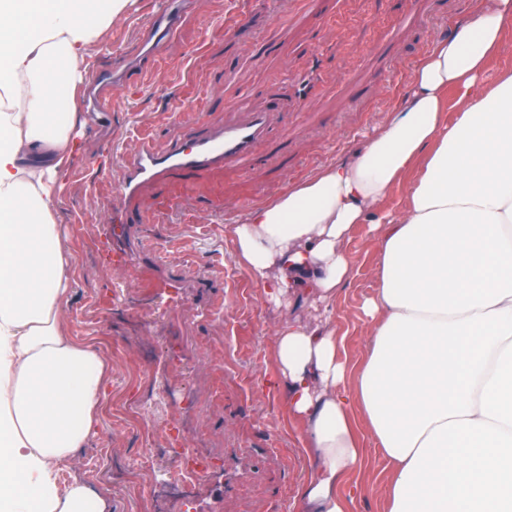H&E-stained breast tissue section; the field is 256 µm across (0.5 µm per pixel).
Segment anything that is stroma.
<instances>
[{
  "mask_svg": "<svg viewBox=\"0 0 512 512\" xmlns=\"http://www.w3.org/2000/svg\"><path fill=\"white\" fill-rule=\"evenodd\" d=\"M477 0H192L177 35L117 89L111 117L76 126L51 213L72 265L61 315L68 333L109 367L98 432L70 458L112 512H299L310 467L274 386L272 343L284 315L233 259L228 233L248 211L351 156L387 112L405 105L435 40ZM155 0H131L103 31L87 69L123 67L148 30ZM269 115L270 138L248 167L147 186L144 235L120 219L122 157L145 135L157 145L197 123L233 122L235 104ZM344 248L354 276L336 297L348 363L371 337L364 303L377 248L359 225ZM174 421L213 471L191 506L167 490V464L142 461L156 427ZM353 512H387V463L371 438ZM122 466L136 477L116 483Z\"/></svg>",
  "mask_w": 512,
  "mask_h": 512,
  "instance_id": "obj_1",
  "label": "stroma"
}]
</instances>
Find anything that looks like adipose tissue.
Instances as JSON below:
<instances>
[{
  "label": "adipose tissue",
  "instance_id": "obj_1",
  "mask_svg": "<svg viewBox=\"0 0 512 512\" xmlns=\"http://www.w3.org/2000/svg\"><path fill=\"white\" fill-rule=\"evenodd\" d=\"M130 0H0V512H112L58 475L97 432L107 368L65 333L70 263L50 184L84 79ZM512 0H478L420 62L406 107L362 149L232 225L235 261L283 318L276 384L312 463L302 512H351L355 413L391 468L388 512H512ZM402 199H395L398 188ZM378 243L372 344L348 366L334 319L358 225Z\"/></svg>",
  "mask_w": 512,
  "mask_h": 512
}]
</instances>
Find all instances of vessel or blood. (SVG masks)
Masks as SVG:
<instances>
[{
	"label": "vessel or blood",
	"instance_id": "obj_1",
	"mask_svg": "<svg viewBox=\"0 0 512 512\" xmlns=\"http://www.w3.org/2000/svg\"><path fill=\"white\" fill-rule=\"evenodd\" d=\"M182 5L183 0H158V16L164 23L161 38L174 36L175 18ZM237 108L241 114L238 121L194 129L162 147L145 138L125 156L124 176L118 191L129 210L131 223L143 221L136 203L144 185L187 181L229 164L244 165L253 161L256 144L269 134L267 117L265 113L251 111L244 100Z\"/></svg>",
	"mask_w": 512,
	"mask_h": 512
}]
</instances>
